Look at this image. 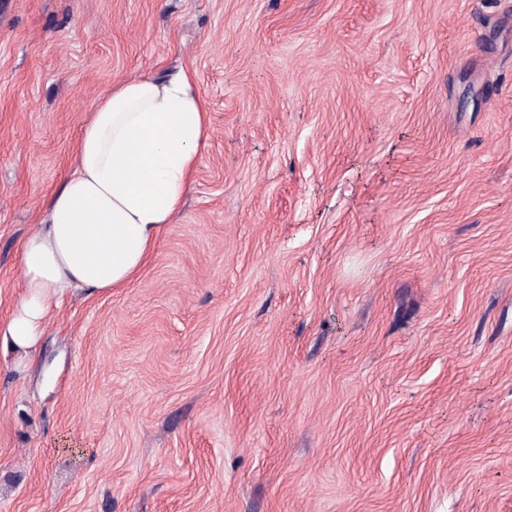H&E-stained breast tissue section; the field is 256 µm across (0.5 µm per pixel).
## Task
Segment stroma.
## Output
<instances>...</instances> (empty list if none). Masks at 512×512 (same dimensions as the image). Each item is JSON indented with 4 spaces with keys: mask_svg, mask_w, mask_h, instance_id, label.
I'll list each match as a JSON object with an SVG mask.
<instances>
[{
    "mask_svg": "<svg viewBox=\"0 0 512 512\" xmlns=\"http://www.w3.org/2000/svg\"><path fill=\"white\" fill-rule=\"evenodd\" d=\"M182 69L139 280L0 353V512H512V0H0V321L95 102Z\"/></svg>",
    "mask_w": 512,
    "mask_h": 512,
    "instance_id": "obj_1",
    "label": "stroma"
}]
</instances>
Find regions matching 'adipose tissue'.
<instances>
[{
  "mask_svg": "<svg viewBox=\"0 0 512 512\" xmlns=\"http://www.w3.org/2000/svg\"><path fill=\"white\" fill-rule=\"evenodd\" d=\"M209 130L192 73L112 83L82 128L72 171L18 251L24 293L0 322V348L33 349L66 293L136 280L184 205Z\"/></svg>",
  "mask_w": 512,
  "mask_h": 512,
  "instance_id": "obj_1",
  "label": "adipose tissue"
}]
</instances>
